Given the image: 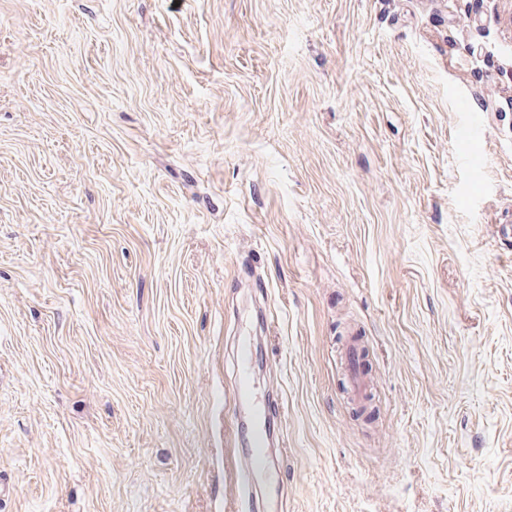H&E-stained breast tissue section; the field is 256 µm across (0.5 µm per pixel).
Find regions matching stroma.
Here are the masks:
<instances>
[{"label": "stroma", "instance_id": "1", "mask_svg": "<svg viewBox=\"0 0 512 512\" xmlns=\"http://www.w3.org/2000/svg\"><path fill=\"white\" fill-rule=\"evenodd\" d=\"M512 0H0V512H512ZM369 349L373 422L339 349ZM253 351L250 343L242 342L238 349L237 363L239 366L238 382L235 399L246 401L248 405L257 398L258 388L251 373ZM271 412V407L259 404L253 410L254 421L251 425L239 420L232 422L233 445L247 447L245 465L240 472V495L242 499H250L251 486L256 474L266 467L265 448H267V430L262 421Z\"/></svg>", "mask_w": 512, "mask_h": 512}]
</instances>
